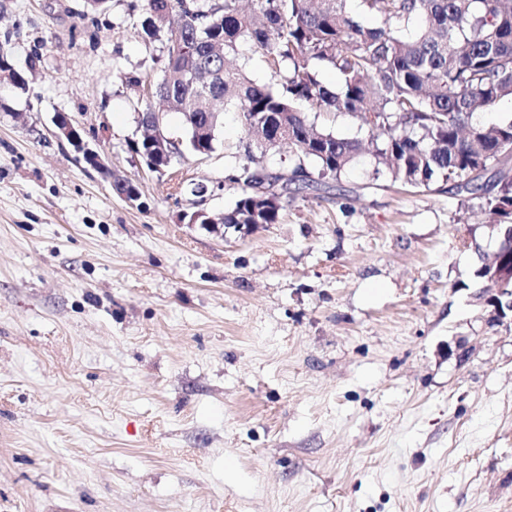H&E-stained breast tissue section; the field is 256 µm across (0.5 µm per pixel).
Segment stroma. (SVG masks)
I'll return each mask as SVG.
<instances>
[{"label":"stroma","mask_w":512,"mask_h":512,"mask_svg":"<svg viewBox=\"0 0 512 512\" xmlns=\"http://www.w3.org/2000/svg\"><path fill=\"white\" fill-rule=\"evenodd\" d=\"M145 0H0V512H512V324L493 218L361 158L219 237L242 156L148 170ZM68 116L106 171L58 137ZM138 185L131 205L110 174ZM507 281L512 282V263L505 266H500V271L488 286L483 288L480 299L484 303L492 306L495 314L504 319L507 317V312H510V323L512 322V283L507 284Z\"/></svg>","instance_id":"stroma-1"}]
</instances>
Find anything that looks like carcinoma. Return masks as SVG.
I'll return each instance as SVG.
<instances>
[{
    "label": "carcinoma",
    "mask_w": 512,
    "mask_h": 512,
    "mask_svg": "<svg viewBox=\"0 0 512 512\" xmlns=\"http://www.w3.org/2000/svg\"><path fill=\"white\" fill-rule=\"evenodd\" d=\"M145 37H166L153 81L156 96L181 114L179 153L202 154L196 130L238 114L244 162L225 179L239 190L224 224H277L302 188L260 197L264 146L288 143L296 175L338 178L368 152L374 173L431 190L449 183L481 200L496 218L502 249L512 241V120L484 124L474 114L512 97V0H360L372 25L355 21L347 0H256L262 20L240 0H146ZM251 44L278 87L252 82L231 58ZM336 73L319 79L316 64ZM347 112L369 140L319 131L303 110Z\"/></svg>",
    "instance_id": "cac0c4a2"
}]
</instances>
